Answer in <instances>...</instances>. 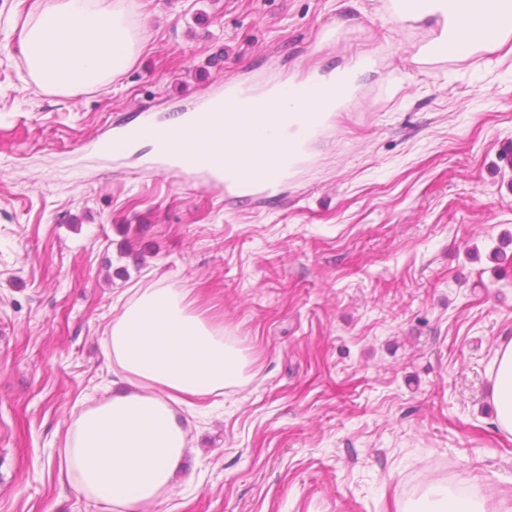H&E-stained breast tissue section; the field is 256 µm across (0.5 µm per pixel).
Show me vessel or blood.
I'll list each match as a JSON object with an SVG mask.
<instances>
[{
    "label": "vessel or blood",
    "instance_id": "obj_1",
    "mask_svg": "<svg viewBox=\"0 0 512 512\" xmlns=\"http://www.w3.org/2000/svg\"><path fill=\"white\" fill-rule=\"evenodd\" d=\"M356 93L350 77H317L289 94L290 100L307 101L309 110L294 114L283 106L271 112L266 97L252 83L230 82L225 84L223 93L206 99L200 111L186 113L176 128L162 130L145 116L100 140L98 149L120 156L137 140H155V170L178 172L223 191L229 200L260 204L273 197L289 171L302 161L309 142L322 133L330 113L344 109ZM255 122L278 134L282 150L251 159L243 156L237 143L216 137L224 126L247 127ZM197 139L212 141L210 153L203 155L197 151L193 145Z\"/></svg>",
    "mask_w": 512,
    "mask_h": 512
}]
</instances>
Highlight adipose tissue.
<instances>
[{
    "mask_svg": "<svg viewBox=\"0 0 512 512\" xmlns=\"http://www.w3.org/2000/svg\"><path fill=\"white\" fill-rule=\"evenodd\" d=\"M440 14L454 25L455 56L512 34V0H419L418 19ZM15 30L32 78L66 97L111 81L143 48L123 0H35ZM106 344L128 388L74 418L58 471L63 484L107 512H142L172 491L186 452L177 406L204 409L210 396L243 384L248 358L181 288L137 290ZM491 395L499 430L512 435V342L496 352ZM410 512H512V502L459 497L433 485Z\"/></svg>",
    "mask_w": 512,
    "mask_h": 512,
    "instance_id": "adipose-tissue-1",
    "label": "adipose tissue"
}]
</instances>
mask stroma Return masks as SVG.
<instances>
[{
	"mask_svg": "<svg viewBox=\"0 0 512 512\" xmlns=\"http://www.w3.org/2000/svg\"><path fill=\"white\" fill-rule=\"evenodd\" d=\"M24 10L0 0V512H102L53 460L82 405L120 388L107 331L157 285L189 290L251 379L178 407L188 451L145 512H401L442 467L512 499L491 399L512 341V53L425 64L439 25L393 22L381 0H127L136 63L65 98L27 73ZM366 55L358 99L262 206L146 170L150 145H92L228 79Z\"/></svg>",
	"mask_w": 512,
	"mask_h": 512,
	"instance_id": "35a3bbf8",
	"label": "stroma"
}]
</instances>
